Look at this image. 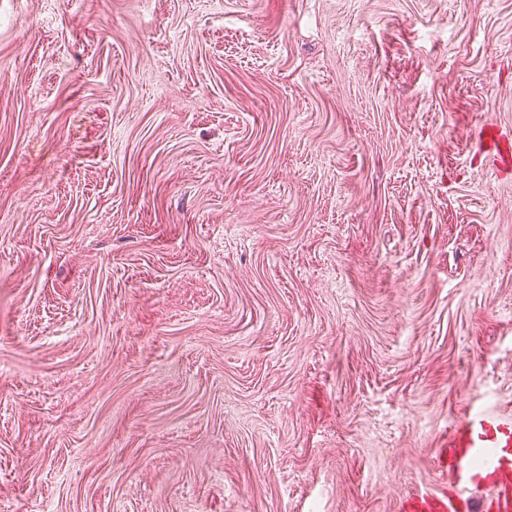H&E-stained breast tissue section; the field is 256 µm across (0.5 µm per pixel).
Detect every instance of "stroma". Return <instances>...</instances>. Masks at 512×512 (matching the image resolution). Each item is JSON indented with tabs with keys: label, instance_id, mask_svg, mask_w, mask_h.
Masks as SVG:
<instances>
[{
	"label": "stroma",
	"instance_id": "35a3bbf8",
	"mask_svg": "<svg viewBox=\"0 0 512 512\" xmlns=\"http://www.w3.org/2000/svg\"><path fill=\"white\" fill-rule=\"evenodd\" d=\"M512 0H0V512H399L512 409ZM484 141L496 161L512 170V139L497 126L490 125L484 132Z\"/></svg>",
	"mask_w": 512,
	"mask_h": 512
}]
</instances>
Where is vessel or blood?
I'll list each match as a JSON object with an SVG mask.
<instances>
[{"instance_id":"obj_1","label":"vessel or blood","mask_w":512,"mask_h":512,"mask_svg":"<svg viewBox=\"0 0 512 512\" xmlns=\"http://www.w3.org/2000/svg\"><path fill=\"white\" fill-rule=\"evenodd\" d=\"M484 141L512 170V138L491 125ZM439 465L448 476L447 489L413 494L403 512H512V414L468 407L449 431Z\"/></svg>"}]
</instances>
